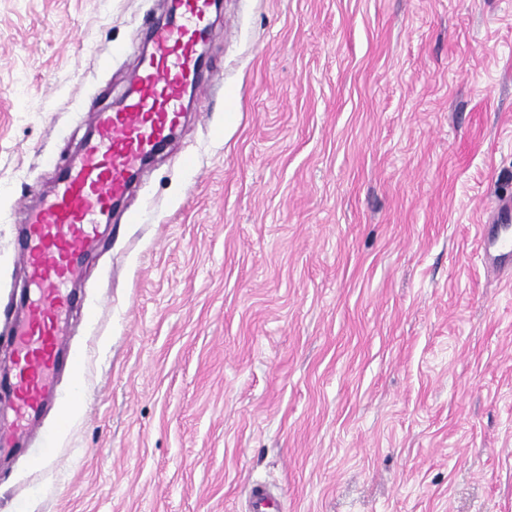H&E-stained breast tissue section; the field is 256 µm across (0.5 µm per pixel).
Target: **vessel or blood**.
Instances as JSON below:
<instances>
[{
  "instance_id": "1",
  "label": "vessel or blood",
  "mask_w": 512,
  "mask_h": 512,
  "mask_svg": "<svg viewBox=\"0 0 512 512\" xmlns=\"http://www.w3.org/2000/svg\"><path fill=\"white\" fill-rule=\"evenodd\" d=\"M215 9L213 0H167L166 18L148 27V49L129 72L121 102L93 111L88 134L58 165L52 189L36 206H19L15 261L29 287L19 294L12 325L13 373L0 383V411L13 414L0 422L2 450L21 446L30 423L53 399L55 371L80 369L62 330L75 304L70 286L84 270L99 226L111 220L140 170L179 127L187 91L207 78ZM476 257L493 271L512 266L511 204L481 225ZM249 506V512H273L278 501L256 484Z\"/></svg>"
}]
</instances>
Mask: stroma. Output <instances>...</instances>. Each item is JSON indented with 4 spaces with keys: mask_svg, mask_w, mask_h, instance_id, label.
Segmentation results:
<instances>
[{
    "mask_svg": "<svg viewBox=\"0 0 512 512\" xmlns=\"http://www.w3.org/2000/svg\"><path fill=\"white\" fill-rule=\"evenodd\" d=\"M165 12L0 0V313L15 201ZM208 65L99 228L81 372L0 512H247L256 482L280 512H512V275L475 257L512 202V0H224Z\"/></svg>",
    "mask_w": 512,
    "mask_h": 512,
    "instance_id": "35a3bbf8",
    "label": "stroma"
}]
</instances>
